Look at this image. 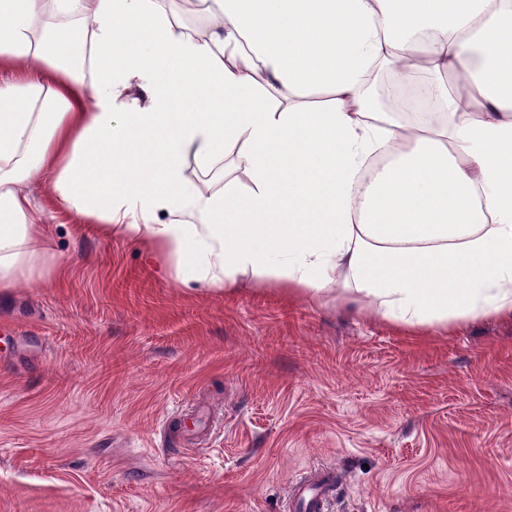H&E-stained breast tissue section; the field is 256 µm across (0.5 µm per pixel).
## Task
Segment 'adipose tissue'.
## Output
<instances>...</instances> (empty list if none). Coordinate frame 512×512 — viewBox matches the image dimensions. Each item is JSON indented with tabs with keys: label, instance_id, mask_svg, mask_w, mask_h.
Masks as SVG:
<instances>
[{
	"label": "adipose tissue",
	"instance_id": "ef3b65f1",
	"mask_svg": "<svg viewBox=\"0 0 512 512\" xmlns=\"http://www.w3.org/2000/svg\"><path fill=\"white\" fill-rule=\"evenodd\" d=\"M195 11L190 31L168 0H0V293L52 268L25 192L46 177L181 281L416 329L512 318V0ZM383 65L411 96L387 112Z\"/></svg>",
	"mask_w": 512,
	"mask_h": 512
}]
</instances>
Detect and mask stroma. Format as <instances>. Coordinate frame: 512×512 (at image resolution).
Wrapping results in <instances>:
<instances>
[{
    "instance_id": "obj_1",
    "label": "stroma",
    "mask_w": 512,
    "mask_h": 512,
    "mask_svg": "<svg viewBox=\"0 0 512 512\" xmlns=\"http://www.w3.org/2000/svg\"><path fill=\"white\" fill-rule=\"evenodd\" d=\"M0 296V512H512V318L412 332L330 299L220 294L63 209ZM325 492L323 486L319 483L302 484L298 483L293 489V498L295 507L299 503L305 504V507L312 512H318L321 510V503Z\"/></svg>"
}]
</instances>
